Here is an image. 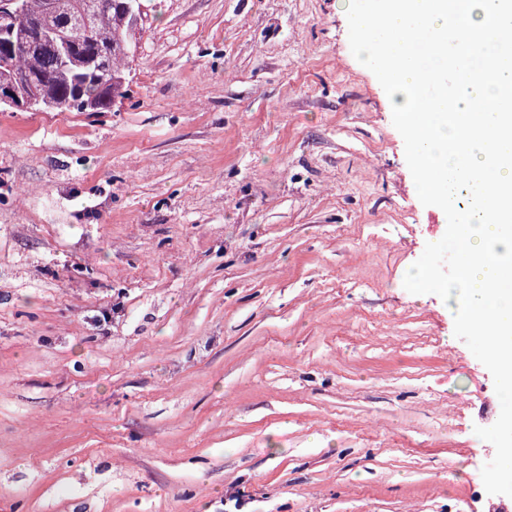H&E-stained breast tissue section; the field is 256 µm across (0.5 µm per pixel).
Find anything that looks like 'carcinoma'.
I'll return each instance as SVG.
<instances>
[{
	"mask_svg": "<svg viewBox=\"0 0 512 512\" xmlns=\"http://www.w3.org/2000/svg\"><path fill=\"white\" fill-rule=\"evenodd\" d=\"M24 19L0 17V86L27 84L49 104L40 112H75L90 102L107 112L128 92V64L145 31L133 11L145 0H23ZM104 61L112 96L91 65Z\"/></svg>",
	"mask_w": 512,
	"mask_h": 512,
	"instance_id": "cac0c4a2",
	"label": "carcinoma"
}]
</instances>
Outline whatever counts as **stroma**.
<instances>
[{"label":"stroma","instance_id":"obj_1","mask_svg":"<svg viewBox=\"0 0 512 512\" xmlns=\"http://www.w3.org/2000/svg\"><path fill=\"white\" fill-rule=\"evenodd\" d=\"M107 112L0 111V512H487L489 370L342 0H150Z\"/></svg>","mask_w":512,"mask_h":512}]
</instances>
